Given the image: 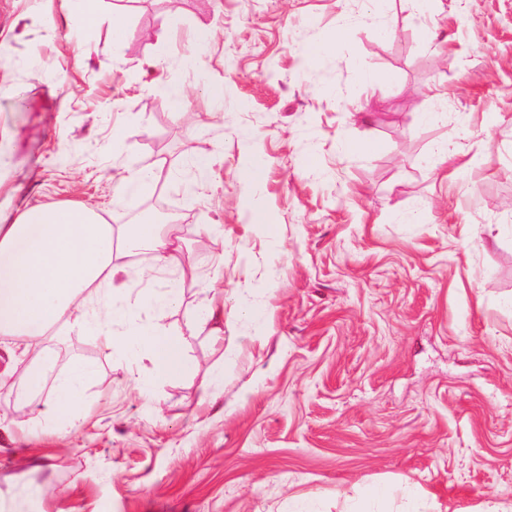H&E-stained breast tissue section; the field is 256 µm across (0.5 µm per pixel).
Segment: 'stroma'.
<instances>
[{
	"label": "stroma",
	"instance_id": "obj_1",
	"mask_svg": "<svg viewBox=\"0 0 512 512\" xmlns=\"http://www.w3.org/2000/svg\"><path fill=\"white\" fill-rule=\"evenodd\" d=\"M444 4L431 23L408 0H180L171 35L167 0H103L132 30L116 47L65 0H0V211L122 222L151 194L113 186L149 164L194 271L179 307L136 311L187 340L189 370L151 400L94 336L50 338L59 364L98 367L87 420L60 437L25 412L0 433V512H352L370 484L512 512V0ZM200 25L217 35L198 49ZM444 140L453 157L430 167Z\"/></svg>",
	"mask_w": 512,
	"mask_h": 512
}]
</instances>
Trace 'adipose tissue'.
Masks as SVG:
<instances>
[{
    "label": "adipose tissue",
    "instance_id": "adipose-tissue-1",
    "mask_svg": "<svg viewBox=\"0 0 512 512\" xmlns=\"http://www.w3.org/2000/svg\"><path fill=\"white\" fill-rule=\"evenodd\" d=\"M177 249L167 225H117L74 204L33 206L0 224V337L25 359L19 385L8 391L22 402L45 395L37 418L50 431L69 434L84 424L85 392L97 379L86 361L57 369L47 341L60 330L92 334L126 357L149 356L159 380L188 370L185 338L134 316L141 305L177 307L176 284L146 295L114 285L120 258H140L141 276L150 277Z\"/></svg>",
    "mask_w": 512,
    "mask_h": 512
}]
</instances>
